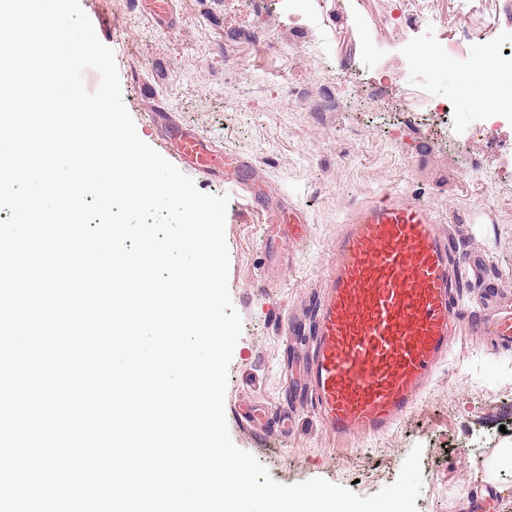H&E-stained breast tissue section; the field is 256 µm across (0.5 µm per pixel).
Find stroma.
Returning <instances> with one entry per match:
<instances>
[{
	"instance_id": "1",
	"label": "stroma",
	"mask_w": 512,
	"mask_h": 512,
	"mask_svg": "<svg viewBox=\"0 0 512 512\" xmlns=\"http://www.w3.org/2000/svg\"><path fill=\"white\" fill-rule=\"evenodd\" d=\"M411 4L172 0L171 18L153 21L144 0H81L114 52L143 141L159 147L148 115L161 105L307 218V245L273 254L245 193L227 208L229 290L243 322L225 396L235 445L278 483L321 477L363 496L393 483L418 445V512H512V468L497 473L498 494L483 495L496 450L512 444V346L476 324L512 296V112L476 103L486 49L512 48V11L433 0L441 23H409ZM422 48L447 67L418 58ZM410 195L453 255L480 270L463 276V319L413 408L382 435L339 440L314 411L304 371L325 271L355 207Z\"/></svg>"
}]
</instances>
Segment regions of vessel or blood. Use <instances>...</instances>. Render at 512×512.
I'll use <instances>...</instances> for the list:
<instances>
[{"label": "vessel or blood", "instance_id": "1", "mask_svg": "<svg viewBox=\"0 0 512 512\" xmlns=\"http://www.w3.org/2000/svg\"><path fill=\"white\" fill-rule=\"evenodd\" d=\"M165 125L163 148L199 174L223 171L233 190L263 206L278 247L307 240L302 212L266 206L249 165L225 164L195 131ZM334 251L309 357L310 399L337 437L376 436L412 407L461 320L448 235L415 198L383 197L350 213ZM480 326L512 343V303L484 314Z\"/></svg>", "mask_w": 512, "mask_h": 512}]
</instances>
